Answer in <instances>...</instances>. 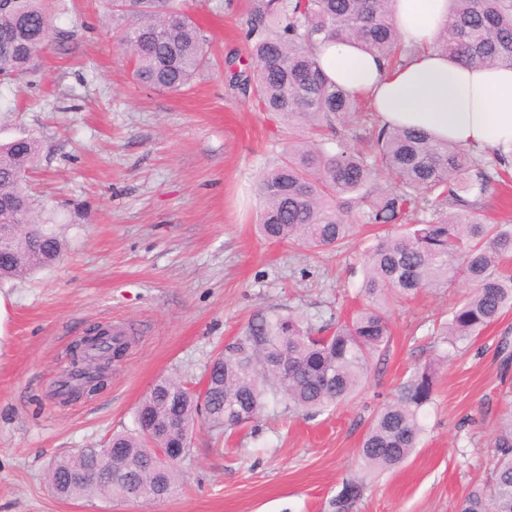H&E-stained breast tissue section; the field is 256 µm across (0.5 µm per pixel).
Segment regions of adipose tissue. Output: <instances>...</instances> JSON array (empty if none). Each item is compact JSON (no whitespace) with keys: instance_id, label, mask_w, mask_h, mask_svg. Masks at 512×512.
I'll return each mask as SVG.
<instances>
[{"instance_id":"ef3b65f1","label":"adipose tissue","mask_w":512,"mask_h":512,"mask_svg":"<svg viewBox=\"0 0 512 512\" xmlns=\"http://www.w3.org/2000/svg\"><path fill=\"white\" fill-rule=\"evenodd\" d=\"M393 19L410 54L388 67L347 41H321L315 54L336 84L369 98L382 125L419 127L436 138L493 152L512 146V69L452 63L434 42L448 0H394Z\"/></svg>"}]
</instances>
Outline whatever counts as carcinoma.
<instances>
[{"instance_id": "obj_1", "label": "carcinoma", "mask_w": 512, "mask_h": 512, "mask_svg": "<svg viewBox=\"0 0 512 512\" xmlns=\"http://www.w3.org/2000/svg\"><path fill=\"white\" fill-rule=\"evenodd\" d=\"M112 21L135 78L150 88L178 93L210 66L206 40L180 0H112ZM53 29L47 0H0V85L40 65ZM245 36L253 70L236 79L263 111L279 114L293 129L283 158L258 183L259 235L270 243L339 251L357 228L354 207L363 223L399 231L385 233L365 255L355 314L320 323L291 310L257 315L208 366L206 394L185 380L161 378L138 406V429L54 459L48 480L59 499L150 502L158 487L170 497L181 487L178 463L151 449L189 452L199 416L211 430L227 432L257 419L271 402L290 415L314 416L352 398L374 359L390 347L391 300L459 280L470 284L439 332L453 349L512 309V275L503 270L512 258V224L481 217L487 191L512 169V151L488 160L479 149L421 129L377 125L368 98L329 80L314 55L318 40L344 39L392 68L403 65L410 49L399 40L391 0H251ZM436 48L454 63L512 69V0H449ZM37 152L30 138L0 144V207L22 210L18 222L10 218V226L0 228V240L12 247L11 259L0 262V280L49 267L63 249L54 225L36 219L25 189ZM383 174L397 188L379 187ZM432 200L445 209L427 212ZM124 345L111 337L87 346L81 366L64 369L60 383L94 385L98 376L86 367ZM434 385L432 367L416 368L375 416L358 449L367 471L395 469L420 445L421 412ZM169 412L181 417L179 431L146 430L145 418ZM492 447L490 480L469 489L458 512H512V409ZM363 489L359 481L345 483L337 512Z\"/></svg>"}]
</instances>
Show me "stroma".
Returning a JSON list of instances; mask_svg holds the SVG:
<instances>
[{"mask_svg": "<svg viewBox=\"0 0 512 512\" xmlns=\"http://www.w3.org/2000/svg\"><path fill=\"white\" fill-rule=\"evenodd\" d=\"M250 0H183L214 67L177 94L139 83L112 28L110 0H50L52 45L31 83L0 85V143L40 149L28 181L60 259L0 282V512H336L344 483L366 489L349 512H456L486 481L494 430L512 400V311L452 350L433 336L469 287L429 288L389 307L392 343L365 386L311 419L265 411L227 435L197 424L182 485L145 502L62 500L51 460L135 427L160 377L203 383L207 366L260 313L329 318L354 307L377 229L343 253L258 236L257 185L290 133L231 81L247 66ZM132 325V345L90 401L52 393L64 350L91 323ZM440 361L422 443L397 469L364 476L358 448L373 416L416 367Z\"/></svg>", "mask_w": 512, "mask_h": 512, "instance_id": "1", "label": "stroma"}]
</instances>
